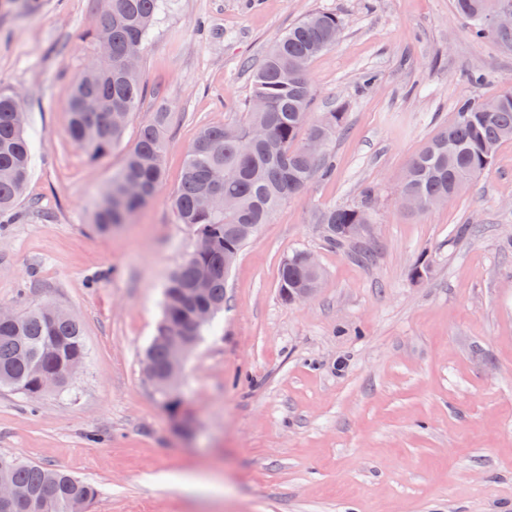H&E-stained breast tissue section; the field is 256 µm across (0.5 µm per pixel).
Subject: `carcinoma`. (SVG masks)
<instances>
[{"mask_svg":"<svg viewBox=\"0 0 512 512\" xmlns=\"http://www.w3.org/2000/svg\"><path fill=\"white\" fill-rule=\"evenodd\" d=\"M455 11L474 37L492 38L511 46L495 29L491 12L512 0H453ZM165 0H102L99 27L91 34L112 51L92 65L93 76L74 84L68 134L92 161L108 157L120 142L129 117L143 96L138 68L128 62L144 42ZM343 21L332 13L311 14L278 39L253 70L245 120L236 125L201 128L190 145L179 186L172 195L178 223L191 227L202 246L193 250L170 276L164 291L163 315L145 356L159 370L171 347L185 336L201 340L213 321L193 322L197 304L224 310L229 269L224 256L240 251L256 229L270 222L277 208L298 197L316 175L330 172L327 154L316 159L302 151L318 139L328 145L343 129L344 113L325 112L312 122L309 66L336 44ZM487 111L483 102H458L454 120L438 133L406 167L399 194L415 197L426 212L455 197L492 164L499 147L512 141V89L495 96ZM168 113L157 112L143 124L123 166L96 202L95 228L108 234L155 196L163 174V130ZM28 118L21 97L0 88V215L9 213L31 172ZM316 223L340 224L327 231L328 245L352 241L356 224L372 223L368 203L331 207L316 214ZM306 252L295 251L280 265L279 288H309L322 271H311ZM88 351L80 322L45 303L0 319V387L30 399L44 394L41 378L64 373L84 363ZM10 484L17 497L0 503V512H85L97 496L95 487L70 473L11 456H0V483Z\"/></svg>","mask_w":512,"mask_h":512,"instance_id":"1","label":"carcinoma"}]
</instances>
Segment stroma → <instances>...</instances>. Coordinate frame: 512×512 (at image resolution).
Returning <instances> with one entry per match:
<instances>
[{
  "label": "stroma",
  "instance_id": "obj_1",
  "mask_svg": "<svg viewBox=\"0 0 512 512\" xmlns=\"http://www.w3.org/2000/svg\"><path fill=\"white\" fill-rule=\"evenodd\" d=\"M319 11L345 23L309 68L311 118L345 115L336 168L242 248L177 389L182 428L142 369L163 286L195 243L171 196L198 130L242 122L253 69ZM100 16V0H0V86L20 93L33 144L0 224V305L69 310L88 350L74 387L34 402L0 388V455L92 484L89 512H512V142L448 206L398 201L408 160L458 101L512 85V47L474 41L451 0H172L124 139L93 162L67 129ZM160 110L158 192L99 233L92 202ZM367 189L370 236L328 246L315 213ZM297 250L323 278L291 303L279 268Z\"/></svg>",
  "mask_w": 512,
  "mask_h": 512
}]
</instances>
